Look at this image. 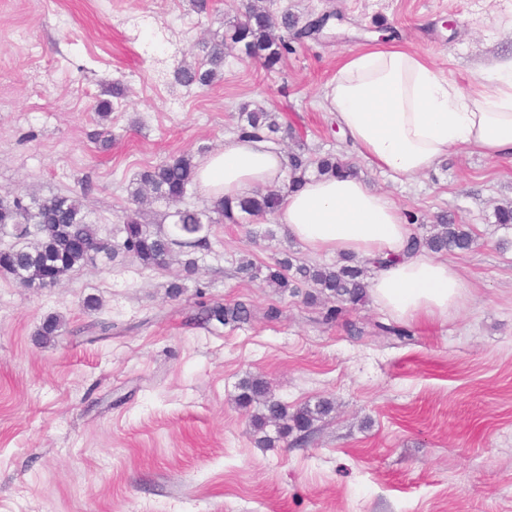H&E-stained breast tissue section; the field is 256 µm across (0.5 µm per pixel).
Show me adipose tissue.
<instances>
[{"label":"adipose tissue","instance_id":"obj_1","mask_svg":"<svg viewBox=\"0 0 512 512\" xmlns=\"http://www.w3.org/2000/svg\"><path fill=\"white\" fill-rule=\"evenodd\" d=\"M322 95L358 155L394 179L428 172L455 147L512 157V58L466 93L411 51L353 52ZM287 168L268 143L234 137L199 166L196 183L214 198L245 195L280 184ZM275 218L310 252L382 259L369 292L399 318H443L464 299L457 265L408 251L413 227L401 209L357 177L309 175Z\"/></svg>","mask_w":512,"mask_h":512}]
</instances>
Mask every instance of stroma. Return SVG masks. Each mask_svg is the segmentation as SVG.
Returning <instances> with one entry per match:
<instances>
[{"mask_svg":"<svg viewBox=\"0 0 512 512\" xmlns=\"http://www.w3.org/2000/svg\"><path fill=\"white\" fill-rule=\"evenodd\" d=\"M244 4L214 0L201 14L192 0H0V195L80 194L108 243L131 213L169 228L164 203H133L136 174L223 148L251 101L295 127L281 152L301 140L312 156L335 153L414 213L417 233L442 213L470 225L472 249L448 255L465 298L447 318L407 322L404 338L377 334L395 318L369 298L323 323V302L236 272L240 258L262 270L285 250L331 263L269 214L213 225L191 274L177 251L155 270L102 254L46 288L1 272L0 512H512V226L494 216L512 204V159L452 149L394 181L334 132L321 98L345 53L381 45L480 89L512 55V0H258L331 15L330 30L274 70L234 48L213 85L178 84L177 67L204 66ZM106 126L104 151L93 135ZM239 297L254 309L247 323L186 320L199 302ZM50 318L57 333L40 338ZM250 376L289 409L328 399L335 410L305 442L258 447L235 402Z\"/></svg>","mask_w":512,"mask_h":512,"instance_id":"1","label":"stroma"}]
</instances>
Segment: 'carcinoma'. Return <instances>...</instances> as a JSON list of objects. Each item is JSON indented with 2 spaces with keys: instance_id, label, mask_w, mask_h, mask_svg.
Returning <instances> with one entry per match:
<instances>
[{
  "instance_id": "obj_1",
  "label": "carcinoma",
  "mask_w": 512,
  "mask_h": 512,
  "mask_svg": "<svg viewBox=\"0 0 512 512\" xmlns=\"http://www.w3.org/2000/svg\"><path fill=\"white\" fill-rule=\"evenodd\" d=\"M329 16L323 15L303 25L299 19L284 11L274 16L248 4L238 19L231 25L230 40L252 58L262 60L268 69L279 64L293 51L292 42L317 34L320 25ZM206 69L182 67L176 72L177 81L185 87H208L223 71L224 43L206 47ZM283 129L281 115L262 105L243 102L239 106L238 136L259 140H272ZM291 169L289 188L294 190L302 185V177L312 166L318 170L334 171L339 174H355L354 167L341 161L334 154L313 158L306 153L304 145L288 156ZM194 157L182 155L172 161L149 166L137 174L132 201H137L147 189L154 197L174 208L172 228L165 233L154 230L138 219L129 217L115 228L120 237L119 247L134 257L145 269H154L165 264L174 249L178 248L188 259V272L197 268L195 251L209 245V226L226 220L238 223L240 217L276 213L284 200L285 193L277 189L259 190L250 195L221 197L213 200L212 207L197 210L184 205L189 191L195 186ZM204 225L203 232L197 225ZM10 235L16 244L0 249V268L12 274L25 287H47L46 280L56 284L75 266L92 261L107 250L106 244L98 237L90 212L81 199L70 194H56L46 198L34 197L24 203L23 198L0 200V236ZM474 236L466 224H453L448 216H436V224L429 235L413 236L409 250L426 249L431 252L448 250L466 251L471 248ZM367 262L345 258L341 262L324 265H296L286 254L268 267L266 280L277 286L298 289L306 284L316 288L340 305L357 304L366 296ZM252 316L251 305L245 301L201 305L193 319L202 322L216 321L227 325L246 323ZM238 403L244 409L255 408L251 414L254 432L260 434L257 444L273 446L296 432L299 438H306L313 421L331 411L324 402L313 408L304 406L288 414V406L269 395L266 382L257 377L245 380L240 385ZM275 426V435L266 431L268 425Z\"/></svg>"
}]
</instances>
